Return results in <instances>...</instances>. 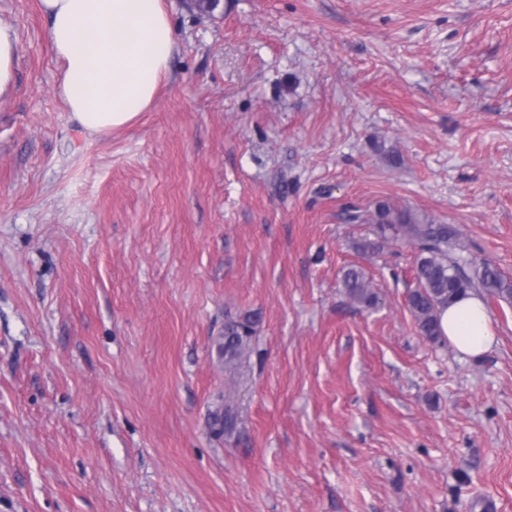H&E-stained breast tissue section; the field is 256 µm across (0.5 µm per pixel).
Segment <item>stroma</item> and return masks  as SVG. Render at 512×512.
Here are the masks:
<instances>
[{
    "label": "stroma",
    "mask_w": 512,
    "mask_h": 512,
    "mask_svg": "<svg viewBox=\"0 0 512 512\" xmlns=\"http://www.w3.org/2000/svg\"><path fill=\"white\" fill-rule=\"evenodd\" d=\"M163 3L152 105L92 135L39 0H0V512H512V303L482 358L427 341L413 247L343 221L456 225L512 280V0ZM18 54V42L10 26L0 23V95L5 93L14 80V68ZM342 285L350 299L358 304L374 306L378 302L377 294L370 287L365 274L357 267L344 271ZM255 324V320L249 315L225 322L224 341L218 342V351L224 355L226 364H234L249 349L255 333ZM236 425V414L230 401L219 404L211 413L210 429L213 436L220 438L232 432Z\"/></svg>",
    "instance_id": "1"
}]
</instances>
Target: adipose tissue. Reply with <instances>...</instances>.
I'll return each instance as SVG.
<instances>
[{
  "label": "adipose tissue",
  "mask_w": 512,
  "mask_h": 512,
  "mask_svg": "<svg viewBox=\"0 0 512 512\" xmlns=\"http://www.w3.org/2000/svg\"><path fill=\"white\" fill-rule=\"evenodd\" d=\"M50 49L62 66L59 93L80 126L105 134L152 104L168 73L176 35L162 0H39ZM442 340L478 357L496 341L481 297L439 310Z\"/></svg>",
  "instance_id": "1"
}]
</instances>
